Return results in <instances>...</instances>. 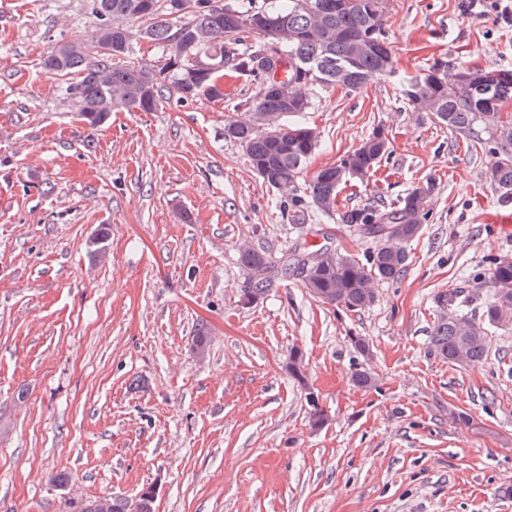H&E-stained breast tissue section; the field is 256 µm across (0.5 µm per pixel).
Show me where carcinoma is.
Wrapping results in <instances>:
<instances>
[{"label":"carcinoma","instance_id":"obj_1","mask_svg":"<svg viewBox=\"0 0 512 512\" xmlns=\"http://www.w3.org/2000/svg\"><path fill=\"white\" fill-rule=\"evenodd\" d=\"M387 0H92L94 21L85 33L47 55L42 69L56 77L77 74L65 87L81 121L94 129L112 112H154L166 99H224V73L255 88L244 117L224 120V138L242 146L254 173L276 190L294 224L312 211L336 212L339 193L350 182L366 183L390 152L389 129L376 126L338 163L312 176L299 189L304 165L318 146L315 128L288 123L312 106L314 86L359 90L367 80L394 71V49L385 31ZM142 23L139 32L130 22ZM162 48L152 64L135 56L134 42ZM387 47L381 52L378 44ZM288 59L282 83L288 97L269 89L270 75ZM460 68L435 63L407 80L401 93L414 112H424L456 132L487 134L495 188L512 197V70H498L490 90L459 82ZM431 187L409 191L398 204L345 211L373 245L364 257L325 246L297 245L277 264L249 242L238 244L250 272L243 298L253 304L274 278L295 277L320 301L348 311L370 307L375 284L399 280L407 270V245L430 220ZM493 291L480 318L469 315L470 296L455 290L438 296L441 312L430 344L449 362L465 365L486 353L489 328L512 324V257L491 262ZM289 373L306 383L303 356L295 349ZM361 389L377 386L376 375L359 367L352 374ZM125 497L103 495L81 502L76 512H129Z\"/></svg>","mask_w":512,"mask_h":512}]
</instances>
